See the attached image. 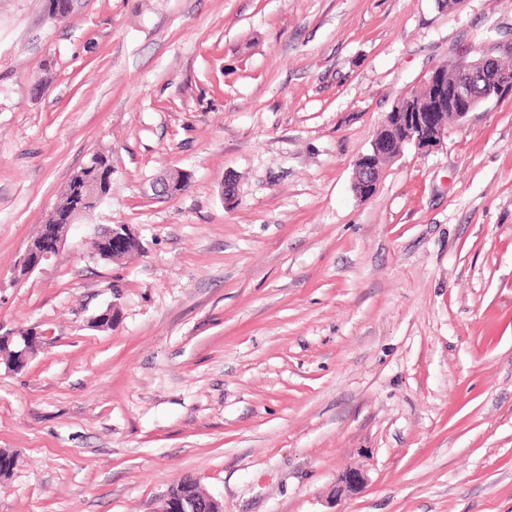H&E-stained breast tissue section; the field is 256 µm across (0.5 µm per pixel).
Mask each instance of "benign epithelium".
<instances>
[{"label":"benign epithelium","instance_id":"7a95c632","mask_svg":"<svg viewBox=\"0 0 512 512\" xmlns=\"http://www.w3.org/2000/svg\"><path fill=\"white\" fill-rule=\"evenodd\" d=\"M457 74L448 85V108L453 110L455 121L463 123L469 114L475 112L489 100L501 96L503 79L497 71V59L482 55H463L455 63ZM383 127L385 134L373 139L367 153L355 163L353 187L364 198L371 196L379 180L380 160H391L399 156L407 145L420 152L438 148L448 137V128L437 123L431 116L422 118L419 112H400L386 115ZM78 214L70 216L66 222L42 225L40 234L34 239L24 259V266L33 269L49 259L59 249L71 224ZM112 242V251H117L129 242L138 241L137 234L128 224L106 226L92 239V253L104 257L106 242ZM44 333L35 329L17 330L0 335V347H8L15 355L9 368L21 371L27 367L32 355L41 343ZM366 482L363 474L349 472L339 480L338 495H350L361 490ZM169 512H223L222 503L211 495H167Z\"/></svg>","mask_w":512,"mask_h":512}]
</instances>
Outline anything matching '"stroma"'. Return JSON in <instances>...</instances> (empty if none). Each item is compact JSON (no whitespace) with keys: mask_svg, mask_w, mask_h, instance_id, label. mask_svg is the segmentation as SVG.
<instances>
[{"mask_svg":"<svg viewBox=\"0 0 512 512\" xmlns=\"http://www.w3.org/2000/svg\"><path fill=\"white\" fill-rule=\"evenodd\" d=\"M511 45L512 0H0V334L44 333L0 363V512L187 476L224 512H512V93L352 188L409 88ZM95 153L108 197L24 271ZM111 224L142 254L93 256ZM107 176V173H102L101 170H94V169H80L77 172H75L72 177L70 178L69 182L67 183L59 204L57 205V209L60 211H66L71 207V203L73 202L72 198V191L73 186L76 182H78L82 177H85L86 179H90L91 181H96L98 179H104ZM110 240H112V253L119 250L128 242H139L137 234L131 229L130 225L114 224L101 229L92 239L90 242L92 253L104 259V253L110 251L101 248V246ZM43 332L35 329L17 330L6 335H0L1 346L8 347L15 355L13 362L8 363L13 371H22L27 367L32 355L42 342Z\"/></svg>","mask_w":512,"mask_h":512,"instance_id":"stroma-1","label":"stroma"}]
</instances>
